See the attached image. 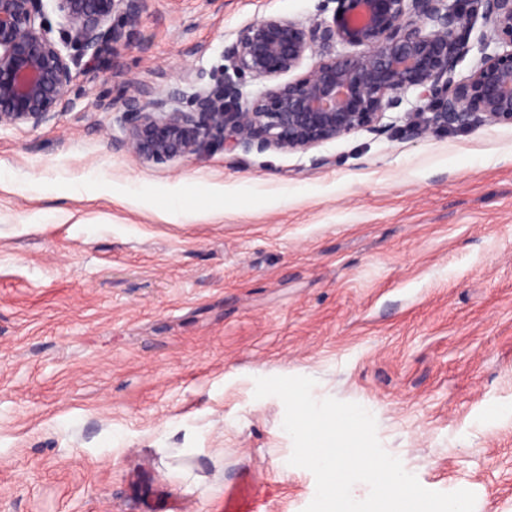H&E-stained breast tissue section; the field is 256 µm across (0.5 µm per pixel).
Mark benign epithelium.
<instances>
[{"label": "benign epithelium", "mask_w": 512, "mask_h": 512, "mask_svg": "<svg viewBox=\"0 0 512 512\" xmlns=\"http://www.w3.org/2000/svg\"><path fill=\"white\" fill-rule=\"evenodd\" d=\"M332 22L306 28L282 17L243 27L224 49L236 71L269 83L244 102L224 79L201 88L188 107L137 83L123 100L121 145L144 161L189 160L210 147L305 150L375 124L398 94L425 101L421 135L474 121L512 124V0H337ZM149 0H0V127L38 128L69 110L76 74L138 33ZM59 18L51 36L47 10ZM492 25L499 49L455 79L477 19ZM356 48L329 55L287 83L318 45Z\"/></svg>", "instance_id": "benign-epithelium-1"}]
</instances>
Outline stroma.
<instances>
[{"label":"stroma","instance_id":"obj_1","mask_svg":"<svg viewBox=\"0 0 512 512\" xmlns=\"http://www.w3.org/2000/svg\"><path fill=\"white\" fill-rule=\"evenodd\" d=\"M335 9L151 0L71 111L0 128V512H227L231 488L303 512L271 376L362 405L426 489L512 512L511 124L419 135L409 90L306 150L116 145L129 83L186 102L244 25Z\"/></svg>","mask_w":512,"mask_h":512}]
</instances>
